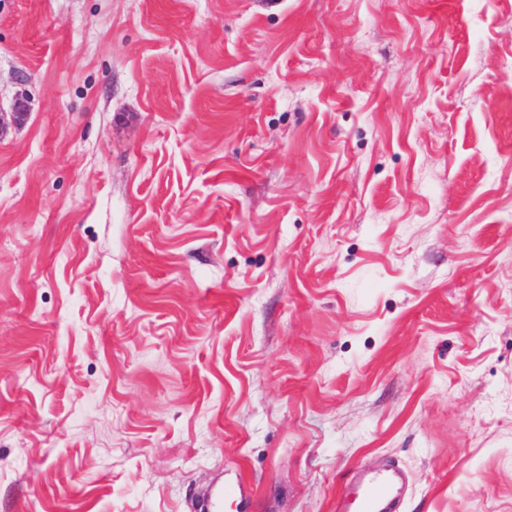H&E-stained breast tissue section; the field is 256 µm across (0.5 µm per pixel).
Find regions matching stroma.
I'll return each instance as SVG.
<instances>
[{
	"instance_id": "stroma-1",
	"label": "stroma",
	"mask_w": 512,
	"mask_h": 512,
	"mask_svg": "<svg viewBox=\"0 0 512 512\" xmlns=\"http://www.w3.org/2000/svg\"><path fill=\"white\" fill-rule=\"evenodd\" d=\"M0 512H512V0H0ZM403 476L394 465L351 468L338 477L336 512H400Z\"/></svg>"
}]
</instances>
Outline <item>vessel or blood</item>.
<instances>
[{
  "instance_id": "obj_1",
  "label": "vessel or blood",
  "mask_w": 512,
  "mask_h": 512,
  "mask_svg": "<svg viewBox=\"0 0 512 512\" xmlns=\"http://www.w3.org/2000/svg\"><path fill=\"white\" fill-rule=\"evenodd\" d=\"M401 471L351 468L338 478L336 512H399Z\"/></svg>"
}]
</instances>
